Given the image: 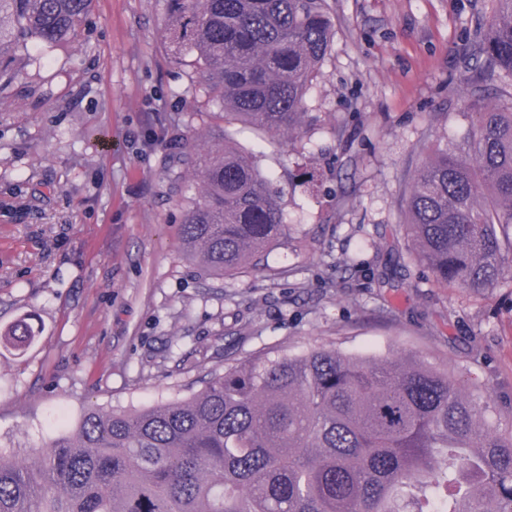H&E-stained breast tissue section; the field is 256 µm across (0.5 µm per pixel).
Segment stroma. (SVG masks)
<instances>
[{"label":"stroma","instance_id":"35a3bbf8","mask_svg":"<svg viewBox=\"0 0 512 512\" xmlns=\"http://www.w3.org/2000/svg\"><path fill=\"white\" fill-rule=\"evenodd\" d=\"M335 35L304 135L235 125L278 195L284 237L212 275L180 247L169 142L214 125L193 57L163 47L166 0H94L79 36L37 50L0 102V446L36 451L84 408L184 399L258 356L333 345L488 385L512 428V285L439 288L401 222L422 146L468 127L459 96L493 0H328ZM36 334L31 324L22 319L6 328L0 329V344L10 345L16 349H25L35 340Z\"/></svg>","mask_w":512,"mask_h":512}]
</instances>
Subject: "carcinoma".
Here are the masks:
<instances>
[{
    "instance_id": "cac0c4a2",
    "label": "carcinoma",
    "mask_w": 512,
    "mask_h": 512,
    "mask_svg": "<svg viewBox=\"0 0 512 512\" xmlns=\"http://www.w3.org/2000/svg\"><path fill=\"white\" fill-rule=\"evenodd\" d=\"M93 0H0V95L32 52L74 38ZM163 43L224 128L184 155L183 250L228 275L285 235L282 211L241 124L297 138L306 93L330 51L327 0H167ZM484 82L512 88V0L475 43ZM408 187L403 226L435 283L483 293L512 279V106L469 112ZM22 319L0 344L35 340ZM491 396L454 372L314 347L224 368L186 399L92 407L30 456L0 448V512H512V429Z\"/></svg>"
}]
</instances>
